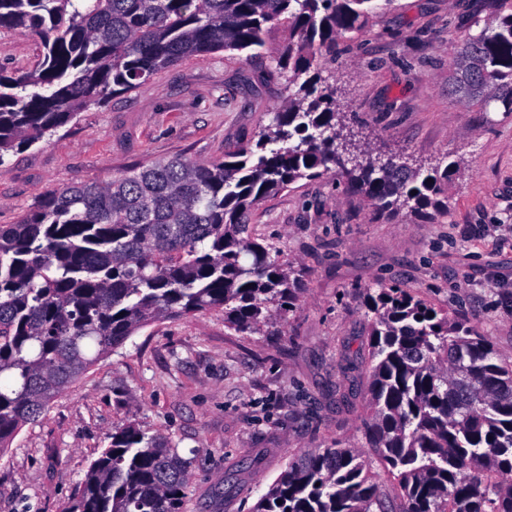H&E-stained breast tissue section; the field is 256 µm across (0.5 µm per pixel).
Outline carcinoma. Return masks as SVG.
Wrapping results in <instances>:
<instances>
[{
  "instance_id": "obj_1",
  "label": "carcinoma",
  "mask_w": 512,
  "mask_h": 512,
  "mask_svg": "<svg viewBox=\"0 0 512 512\" xmlns=\"http://www.w3.org/2000/svg\"><path fill=\"white\" fill-rule=\"evenodd\" d=\"M371 0H0V30L37 37L30 70L0 69V166L161 68L273 48L288 100L236 161H153L49 193L0 225V451L97 359L138 330L203 310L243 335L292 311L300 275L260 242L264 198L334 173L377 217L441 212L454 163L423 173L344 136L318 62L361 33ZM463 39L448 74L460 102L512 112V0ZM288 37L273 45L272 33ZM248 262H243V258ZM370 451L291 458L250 512H512V362L479 330L396 285L364 294ZM392 482L385 494L370 472ZM190 462L133 423L78 483L66 512H182Z\"/></svg>"
}]
</instances>
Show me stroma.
Listing matches in <instances>:
<instances>
[{
  "label": "stroma",
  "instance_id": "obj_1",
  "mask_svg": "<svg viewBox=\"0 0 512 512\" xmlns=\"http://www.w3.org/2000/svg\"><path fill=\"white\" fill-rule=\"evenodd\" d=\"M492 0H392L361 34L337 40L320 75L375 153L424 170L455 163L448 211L374 217L335 176L262 200L251 222L302 278L293 310L245 336L207 310L138 330L97 361L0 453V512H64L78 482L134 422L172 437L190 461L184 512H248L297 453L362 448L367 413L365 289L399 285L465 319L512 361V240L449 238L455 224L512 225V112L448 94L459 42ZM31 35L0 31V67L31 69ZM266 53L216 51L161 69L0 167V224L45 194L108 182L157 159L207 163L255 143L288 90Z\"/></svg>",
  "mask_w": 512,
  "mask_h": 512
}]
</instances>
